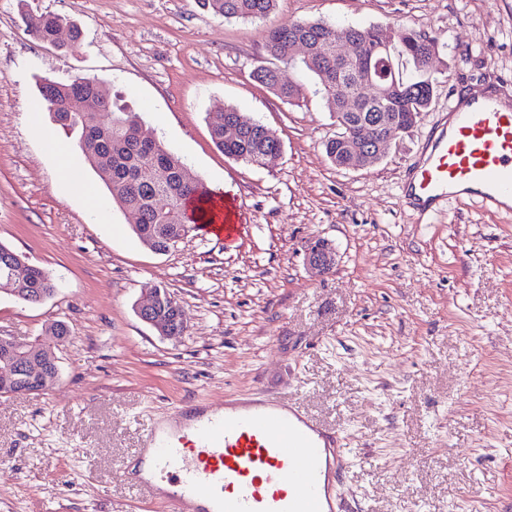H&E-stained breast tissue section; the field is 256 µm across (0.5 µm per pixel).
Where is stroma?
<instances>
[{
	"instance_id": "35a3bbf8",
	"label": "stroma",
	"mask_w": 512,
	"mask_h": 512,
	"mask_svg": "<svg viewBox=\"0 0 512 512\" xmlns=\"http://www.w3.org/2000/svg\"><path fill=\"white\" fill-rule=\"evenodd\" d=\"M29 11L74 21L80 45L33 39ZM298 18L437 37L432 104L379 162L328 160L332 107L301 61L279 66L301 89L294 102L253 79L268 30ZM77 76L141 112L193 177L237 203L233 245L199 229L166 253L139 240L38 107L43 79ZM483 87L512 93V0H279L255 21L197 0H0V243L57 284L39 304L0 293V335L69 329L53 389L0 397V512H167L127 474L147 421L175 426L182 406L231 395L279 396L342 431L345 512H512V207L404 201L449 98ZM227 105L275 130L281 155L261 168L225 157L209 122ZM318 236L338 252L325 275L304 263ZM155 287L183 306L182 335L138 317Z\"/></svg>"
}]
</instances>
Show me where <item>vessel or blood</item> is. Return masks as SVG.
Instances as JSON below:
<instances>
[{"mask_svg":"<svg viewBox=\"0 0 512 512\" xmlns=\"http://www.w3.org/2000/svg\"><path fill=\"white\" fill-rule=\"evenodd\" d=\"M452 128L417 175L431 203L512 198V108L492 95L451 102ZM145 445L167 479L171 512H338L349 458L338 435L277 398L238 397L195 410L175 429L150 425Z\"/></svg>","mask_w":512,"mask_h":512,"instance_id":"1","label":"vessel or blood"}]
</instances>
